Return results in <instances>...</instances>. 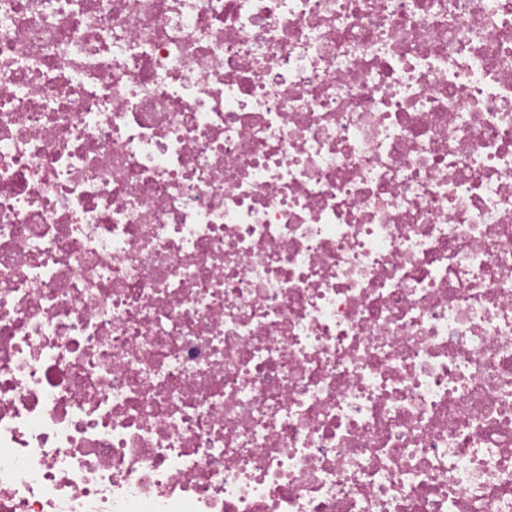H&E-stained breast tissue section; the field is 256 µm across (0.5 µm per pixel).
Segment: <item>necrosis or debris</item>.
<instances>
[{
	"label": "necrosis or debris",
	"instance_id": "necrosis-or-debris-1",
	"mask_svg": "<svg viewBox=\"0 0 512 512\" xmlns=\"http://www.w3.org/2000/svg\"><path fill=\"white\" fill-rule=\"evenodd\" d=\"M0 512H512V0H0Z\"/></svg>",
	"mask_w": 512,
	"mask_h": 512
}]
</instances>
